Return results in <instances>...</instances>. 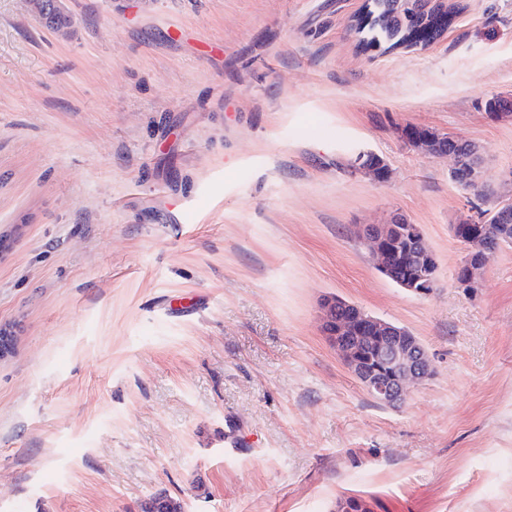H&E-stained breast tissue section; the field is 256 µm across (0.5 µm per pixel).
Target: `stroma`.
<instances>
[{"instance_id": "35a3bbf8", "label": "stroma", "mask_w": 512, "mask_h": 512, "mask_svg": "<svg viewBox=\"0 0 512 512\" xmlns=\"http://www.w3.org/2000/svg\"><path fill=\"white\" fill-rule=\"evenodd\" d=\"M425 3L447 28L394 48L370 0H64V35L0 0V512H512V246L466 291L452 232L512 200V0ZM407 127L478 145L485 195ZM397 216L429 293L358 240ZM331 296L423 344L401 407L327 341ZM408 232L411 233V239L414 243L415 250L411 257L414 260V264L419 268L420 277L417 279L405 278L410 273L411 262L406 263L405 261L399 266L396 278L389 279L394 284L398 285V280H405L403 282V288L414 293H424L427 287L434 283L436 278L437 261L435 255L430 248L425 245L424 235L418 225L407 226ZM421 283L420 285H418Z\"/></svg>"}]
</instances>
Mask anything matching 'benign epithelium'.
<instances>
[{
  "mask_svg": "<svg viewBox=\"0 0 512 512\" xmlns=\"http://www.w3.org/2000/svg\"><path fill=\"white\" fill-rule=\"evenodd\" d=\"M415 246L412 254L419 278L406 279L403 288L424 293L434 283L437 261L426 247L417 225L406 230ZM405 230L396 224H366L359 238L367 247L377 270L389 273L399 256L406 252L400 241ZM322 329L347 368L359 378L368 394L389 406L402 404L410 386L431 375V364L420 341L407 329L366 314L357 306L331 297L322 304Z\"/></svg>",
  "mask_w": 512,
  "mask_h": 512,
  "instance_id": "7a95c632",
  "label": "benign epithelium"
}]
</instances>
